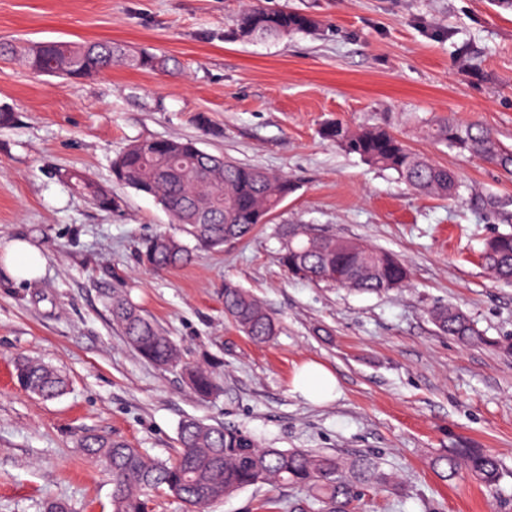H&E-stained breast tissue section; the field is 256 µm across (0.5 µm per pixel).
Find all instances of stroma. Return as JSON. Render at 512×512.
Wrapping results in <instances>:
<instances>
[{"label":"stroma","mask_w":512,"mask_h":512,"mask_svg":"<svg viewBox=\"0 0 512 512\" xmlns=\"http://www.w3.org/2000/svg\"><path fill=\"white\" fill-rule=\"evenodd\" d=\"M321 25L277 41L226 31L244 0H0V40L111 39L174 59L178 71L121 65L81 79L0 60V252L27 239L43 273L16 281L0 262V512H111L112 477L76 437L88 432L158 460L180 450L183 420L221 423L260 444L355 456L374 452L398 493L373 491L359 512H512V285L480 252L512 230L489 197L512 199V173L434 145L424 122H477L512 146V10L495 0H262ZM467 56H459L458 47ZM207 113L211 133L195 123ZM332 122L386 125L415 152L448 166L462 199L412 191L320 136ZM182 137L282 174L294 192L247 239L197 251L162 273L139 260L142 240L178 232L153 198L126 188L105 212L60 179L76 170L112 183V158L139 140ZM360 238L410 269L405 287L359 293L292 277L279 262L280 226ZM250 291L276 318L268 342L224 315V283ZM119 291L175 342L182 368L140 357L113 325ZM466 313L485 343L464 345L432 323L433 307ZM63 370L65 395L19 387L16 357ZM315 360L338 380L335 399L294 393ZM215 369L204 398L186 367ZM480 448L504 469L492 490L468 474L442 481L432 462ZM297 489L249 487L210 512H288Z\"/></svg>","instance_id":"stroma-1"}]
</instances>
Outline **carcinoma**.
Wrapping results in <instances>:
<instances>
[{
  "mask_svg": "<svg viewBox=\"0 0 512 512\" xmlns=\"http://www.w3.org/2000/svg\"><path fill=\"white\" fill-rule=\"evenodd\" d=\"M316 27L317 20L310 16L249 3L228 36L243 41L279 39ZM0 59H15L34 72L67 78L101 73L115 64L167 70L170 63L154 53H131L111 40L0 41ZM321 135L371 166L394 171L418 192L448 199L460 196L461 184L452 171L410 150L384 126L352 129L336 122L325 125ZM426 136L506 171L512 169V147L478 124L462 126L444 119L429 126ZM112 177L118 185L155 199L183 235L195 241V246L209 249L249 236L294 192L286 176L229 158L217 163L197 143L178 138L128 144L112 159ZM61 178L102 210L122 207L120 196L79 172L65 171ZM281 236V261L302 279L363 293L395 290L409 280L408 268L388 250L370 244L358 249L348 240L295 224L282 228ZM192 258L191 247L166 233L145 240L140 249L142 263L154 271L186 266ZM481 260L495 279L512 281V232L489 239ZM109 305L112 322L140 356L159 367L180 362L176 344L135 305L119 294L109 298ZM224 314L253 341L266 342L276 333L277 321L271 313L252 293L231 281L224 283ZM430 316L439 332L462 343L485 341L473 322L455 317L452 307H435ZM15 377L28 391L47 400L67 388L59 370L28 357L17 358ZM188 378L202 397L220 388L218 374L207 368L188 369ZM179 440L181 450L168 462L97 434L85 433L77 444L112 473V512H150L152 495L160 492L178 499L183 512H207L214 503L251 486L296 488L312 512H355L367 492L396 489L392 475L373 455L343 457L271 448L234 428L193 419L182 423ZM433 468L444 481L453 480L464 469L488 489L497 486L503 476L499 460L478 448H451L435 458Z\"/></svg>",
  "mask_w": 512,
  "mask_h": 512,
  "instance_id": "1",
  "label": "carcinoma"
}]
</instances>
